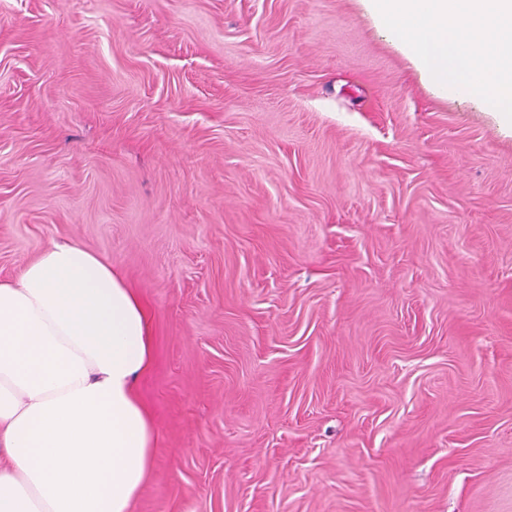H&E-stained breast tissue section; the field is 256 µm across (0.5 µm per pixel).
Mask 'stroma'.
<instances>
[{
    "label": "stroma",
    "instance_id": "1",
    "mask_svg": "<svg viewBox=\"0 0 512 512\" xmlns=\"http://www.w3.org/2000/svg\"><path fill=\"white\" fill-rule=\"evenodd\" d=\"M140 294L132 512H512V126L366 0H0V281Z\"/></svg>",
    "mask_w": 512,
    "mask_h": 512
}]
</instances>
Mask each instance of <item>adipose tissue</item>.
I'll return each mask as SVG.
<instances>
[{"label": "adipose tissue", "mask_w": 512, "mask_h": 512, "mask_svg": "<svg viewBox=\"0 0 512 512\" xmlns=\"http://www.w3.org/2000/svg\"><path fill=\"white\" fill-rule=\"evenodd\" d=\"M152 363L141 296L86 248L0 281V512H131L157 440L135 389Z\"/></svg>", "instance_id": "obj_1"}]
</instances>
